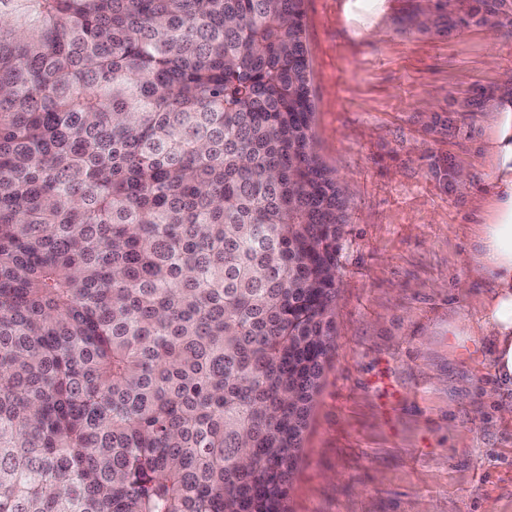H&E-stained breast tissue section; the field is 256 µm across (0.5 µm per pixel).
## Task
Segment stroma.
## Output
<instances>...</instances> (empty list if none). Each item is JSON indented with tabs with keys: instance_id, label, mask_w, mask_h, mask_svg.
Masks as SVG:
<instances>
[{
	"instance_id": "obj_1",
	"label": "stroma",
	"mask_w": 512,
	"mask_h": 512,
	"mask_svg": "<svg viewBox=\"0 0 512 512\" xmlns=\"http://www.w3.org/2000/svg\"><path fill=\"white\" fill-rule=\"evenodd\" d=\"M312 147L342 184L333 332L286 512H512L493 360L448 334L490 292L465 261L512 72V0H302ZM467 182H460V174Z\"/></svg>"
}]
</instances>
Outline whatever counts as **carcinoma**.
Wrapping results in <instances>:
<instances>
[{"instance_id": "carcinoma-1", "label": "carcinoma", "mask_w": 512, "mask_h": 512, "mask_svg": "<svg viewBox=\"0 0 512 512\" xmlns=\"http://www.w3.org/2000/svg\"><path fill=\"white\" fill-rule=\"evenodd\" d=\"M302 0H0V512H285L343 191Z\"/></svg>"}]
</instances>
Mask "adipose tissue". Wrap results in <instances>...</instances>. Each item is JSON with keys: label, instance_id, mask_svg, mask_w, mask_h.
Returning <instances> with one entry per match:
<instances>
[{"label": "adipose tissue", "instance_id": "obj_1", "mask_svg": "<svg viewBox=\"0 0 512 512\" xmlns=\"http://www.w3.org/2000/svg\"><path fill=\"white\" fill-rule=\"evenodd\" d=\"M486 153L493 190L488 207L473 217L467 250L492 291L483 299L478 318L460 317L451 333L470 339L474 354L491 346L498 382L512 389V95L494 103Z\"/></svg>", "mask_w": 512, "mask_h": 512}]
</instances>
